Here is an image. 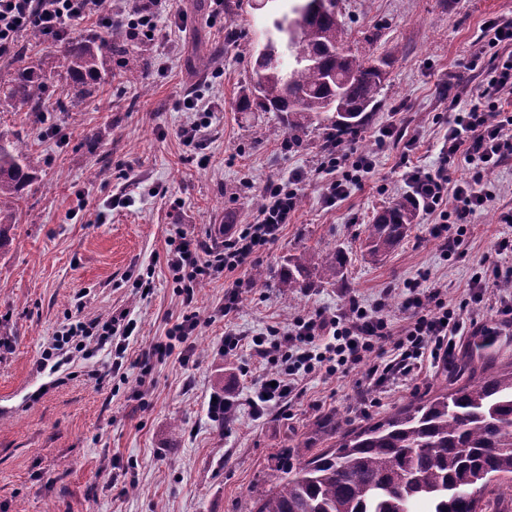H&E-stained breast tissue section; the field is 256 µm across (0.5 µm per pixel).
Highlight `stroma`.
Here are the masks:
<instances>
[{
	"label": "stroma",
	"mask_w": 512,
	"mask_h": 512,
	"mask_svg": "<svg viewBox=\"0 0 512 512\" xmlns=\"http://www.w3.org/2000/svg\"><path fill=\"white\" fill-rule=\"evenodd\" d=\"M280 0H224L215 19L209 0H175L162 14L154 40L127 43L146 75L112 59V76L75 103L48 49L18 39V50L42 59L56 104L51 121L33 120L21 99L0 101V140L31 157L35 178L13 226L0 244V512H253L256 497L281 474L293 448L311 441L318 421L338 413L348 427L384 417L398 406L444 386H456L471 360L497 371L512 364V326L483 339L463 337L448 359L424 365L410 383L376 390L366 365L333 376L301 375L287 404L254 416L245 402L260 358L250 344L224 349V320L211 313L234 278L203 281L195 307L202 323L189 342L192 357H138L164 340L181 310L165 264V242L181 230L209 246L221 245L250 223L262 187L272 177L303 175L308 184L278 241L255 264L238 270L244 286L232 323L255 336L291 328L294 319L350 301L372 307L412 282L446 285L449 305L466 297V284L497 238L511 234L501 221L512 210V160L490 176L494 205L472 219L464 259L444 255L420 214L387 257L364 255L366 228L392 198L406 194L400 151H377L379 131L400 124L419 134L417 163L440 166L443 135L452 114L442 99L448 80L475 87L474 54L491 66L496 54L482 30L492 16L512 13V0H339L347 41L360 54L389 63L380 103L350 148L373 155L374 173L345 200L328 207L312 177L323 134L288 141L279 113L246 111L240 101L256 82L255 59ZM186 16L177 25L174 14ZM209 56L199 69L194 55ZM200 94L210 108L193 142L183 133L195 119L182 100ZM126 205L113 207L112 199ZM343 248V281L316 282L287 296L275 282L258 288V268H279L302 251ZM149 292L137 282L146 267ZM128 309L125 378L96 383L110 348L87 359L43 363L42 352L68 318H93ZM239 399L237 418L222 425L207 416L212 393Z\"/></svg>",
	"instance_id": "stroma-1"
}]
</instances>
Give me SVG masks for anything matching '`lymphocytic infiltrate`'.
<instances>
[{
	"mask_svg": "<svg viewBox=\"0 0 512 512\" xmlns=\"http://www.w3.org/2000/svg\"><path fill=\"white\" fill-rule=\"evenodd\" d=\"M163 2L125 0L124 5L115 7L110 0H0V56L15 46L22 31L32 27L47 37L62 38L73 24L108 27L118 19L132 38H151L156 34ZM485 26L502 51L476 89L462 86L449 96L448 106L454 115L441 148L443 165L431 170L412 163L410 156L418 139L395 127L384 128L377 137L378 148L391 144L401 147V178L410 187L419 211L438 214L439 221L430 225L429 233L441 242L448 256L458 254L471 217L489 208L495 199L484 181L485 174L512 159V15L490 18ZM458 158L468 166V176L455 178L449 174L448 162ZM374 168L372 157L366 153L337 150L324 157L315 169L324 202L332 206L345 199ZM303 183L299 174L268 180L263 187L264 204L253 222L224 239L221 248L205 246L182 231L167 239L165 261L184 311L176 317L166 340L153 344V354L175 352L181 360H188L187 341L200 325L195 309L198 283L252 264L256 254L276 242L297 210ZM509 253L512 239L497 241L493 257L484 258L468 283L471 303H481L491 289L499 296L495 318L481 324L468 318L466 307L455 308L443 301L441 286L425 289L416 282L401 295L400 308L405 315L401 328H394L385 315V301H378L370 309L354 301L346 312L319 309L297 317L287 332L274 329L269 335L253 337L257 354L272 369L260 376L254 396L248 399L250 408L259 415L270 406L291 401L303 371L319 370L332 376L364 363L372 385L381 386L394 379L410 381L419 374L424 357L438 360L451 355L457 337L469 332L496 335L498 322L512 323V267L500 262L501 256ZM128 315L124 309L63 324L47 353L87 355L92 346L111 344L116 358L108 373L122 374V357L132 333L126 322ZM390 349L395 357L384 361Z\"/></svg>",
	"mask_w": 512,
	"mask_h": 512,
	"instance_id": "lymphocytic-infiltrate-1",
	"label": "lymphocytic infiltrate"
}]
</instances>
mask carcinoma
<instances>
[{
  "label": "carcinoma",
  "instance_id": "obj_1",
  "mask_svg": "<svg viewBox=\"0 0 512 512\" xmlns=\"http://www.w3.org/2000/svg\"><path fill=\"white\" fill-rule=\"evenodd\" d=\"M316 0H287L256 57L253 99L242 102L282 114L288 136L298 141L314 123L329 122V136L343 141L361 129L382 93V65L346 48L345 23L336 13L314 9ZM122 26L107 35L51 43L69 78L71 99L80 101L107 75V59L123 53ZM6 99L24 100L43 119L54 111L41 63L20 56ZM28 156L0 139V235L33 179ZM416 211L396 197L369 225V256L387 255L415 223ZM346 253L301 252L286 259L278 286L288 295L310 287L318 270L343 279ZM336 415L317 422L314 435L333 446L309 454L295 450L288 466L256 500L257 512H509L512 508V366L489 373L472 366L457 387L441 388L353 431Z\"/></svg>",
  "mask_w": 512,
  "mask_h": 512
}]
</instances>
